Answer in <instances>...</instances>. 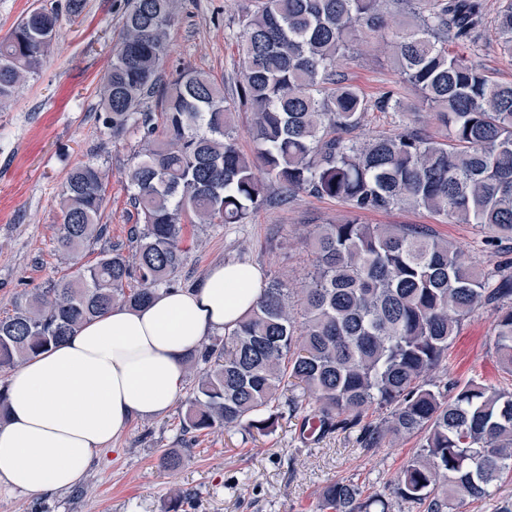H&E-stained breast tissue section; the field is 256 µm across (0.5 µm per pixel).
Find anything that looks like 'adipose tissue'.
I'll return each instance as SVG.
<instances>
[{
    "label": "adipose tissue",
    "mask_w": 512,
    "mask_h": 512,
    "mask_svg": "<svg viewBox=\"0 0 512 512\" xmlns=\"http://www.w3.org/2000/svg\"><path fill=\"white\" fill-rule=\"evenodd\" d=\"M263 286L248 262L218 264L194 287L146 307H113L48 353L13 370L4 388L0 489L43 493L78 484L95 457L135 419L163 415L185 359L251 308Z\"/></svg>",
    "instance_id": "obj_1"
}]
</instances>
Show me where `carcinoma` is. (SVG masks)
I'll use <instances>...</instances> for the list:
<instances>
[{
	"label": "carcinoma",
	"instance_id": "carcinoma-1",
	"mask_svg": "<svg viewBox=\"0 0 512 512\" xmlns=\"http://www.w3.org/2000/svg\"><path fill=\"white\" fill-rule=\"evenodd\" d=\"M245 2L242 79L231 97L204 71L161 83L175 0H130L98 119L114 138L142 132L128 172L141 223L130 231V252L103 250L95 264L48 280L0 317V372L114 305L134 310L173 290L187 260V225L245 224L272 203L273 186L281 202L300 192L338 199L351 217L316 225L304 288L269 277L237 326L190 356L197 372L181 430L265 435L283 417L280 399L293 385L303 397L287 399L288 409L313 403L321 424L361 427L363 448L420 437L387 486L401 500L424 512L482 500L512 472V392L475 381L442 390L429 373L448 360L461 323L482 306L494 310L495 353L512 373V271L481 273L426 224H361L357 215L422 208L479 226L488 246L512 240V82L448 53L450 43L479 39L483 0H392L414 11L410 29L389 25L386 0ZM59 21V11L35 9L0 39V104L38 75ZM494 25L501 49L512 53V0H503ZM366 33L387 40L401 82L436 112L441 137L405 122L389 134L353 135L369 111L403 119L416 109L394 91L371 100L339 73L351 40ZM241 110L252 114L251 155L235 134ZM107 184V169L93 161L68 173L58 194L62 255L104 236ZM373 407L388 416L362 424ZM321 500L326 512H371L384 495L363 500L353 481L337 479Z\"/></svg>",
	"mask_w": 512,
	"mask_h": 512
}]
</instances>
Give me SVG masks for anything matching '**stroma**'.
<instances>
[{
    "label": "stroma",
    "instance_id": "1",
    "mask_svg": "<svg viewBox=\"0 0 512 512\" xmlns=\"http://www.w3.org/2000/svg\"><path fill=\"white\" fill-rule=\"evenodd\" d=\"M500 2L485 0L477 44H452L448 50L481 64L495 79L512 82V55L501 50L493 29ZM242 6L243 0H179L168 30L164 80L203 70L223 80L225 91L234 90L241 79L234 33ZM127 8V0H85L78 18L62 19L38 77L0 107V314L48 279L69 273L72 264H94L102 246L127 244L139 222L127 175L141 135L132 131L112 139L97 120L99 89ZM339 71L371 99L400 86L393 59L377 38L356 42ZM87 161L109 170L108 234L71 262L56 250L58 193L69 169ZM346 215L342 201L299 193L288 203L261 208L245 224L188 228L183 240L188 259L178 285L194 286L216 263L246 261L263 275L300 287L313 264L311 232ZM360 220L429 225L487 272L512 261V249L487 247L477 225L448 224L422 209L366 213ZM494 318L487 306L462 322L447 364L432 373L437 384L474 380L512 391V374L500 367L491 340ZM191 389V380H184L167 413L131 421L75 488L44 494L0 490V512H317L320 493L335 479L352 480L366 499L382 493L419 446L418 438L406 437L366 451L353 429L307 440L299 431V414L280 419L272 432L256 438L234 428L185 436L180 421ZM167 451L183 455L179 469L161 466L159 457Z\"/></svg>",
    "mask_w": 512,
    "mask_h": 512
}]
</instances>
